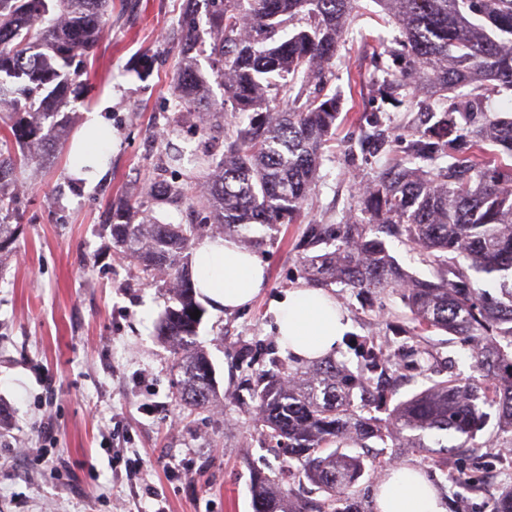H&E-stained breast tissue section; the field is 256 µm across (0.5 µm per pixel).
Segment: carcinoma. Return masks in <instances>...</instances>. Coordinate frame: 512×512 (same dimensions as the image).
Segmentation results:
<instances>
[{
	"label": "carcinoma",
	"instance_id": "cac0c4a2",
	"mask_svg": "<svg viewBox=\"0 0 512 512\" xmlns=\"http://www.w3.org/2000/svg\"><path fill=\"white\" fill-rule=\"evenodd\" d=\"M213 73L245 125L224 133V153L211 159L204 196L212 224L233 236L250 224H300L302 206L319 181L323 148L338 119L339 101L324 92L323 66L359 0H205ZM400 30L410 59L400 81L375 89L379 111L404 104L400 92L434 96L468 88L457 104H424L405 154L358 193L363 219L336 226L311 224L306 249H335L300 257L305 277L339 283L357 295L390 290L409 311L412 331L439 330L468 342L478 378L448 379L399 401L382 423L363 413L383 400L370 378L327 358L305 377L297 370L261 376L251 389L265 423V439L283 455L275 477H251L255 512H353L355 486L366 472L391 464L387 448H427L448 471L486 443L477 441L497 415V440L512 445V118L492 117L466 139L460 128L483 111L490 88L512 90V0H376ZM112 0H0V138L29 151L0 152V252L20 230L6 202V186L25 162L55 155L49 130L62 126L75 61L88 60L110 20ZM200 39L182 29L184 67L175 77L177 105L195 109L209 86L189 51ZM495 147L478 161L482 145ZM183 185L160 173L149 200L130 198L112 211V241L143 270H157L174 291V305L158 316L156 335L189 347L202 318L197 289L183 253L204 226L164 224L154 203H179ZM402 239L423 256L434 278L410 276L389 253L385 237ZM501 279L497 295L475 287V276ZM355 353L373 369L388 368L370 338H352ZM176 399L204 408L214 402L213 365L203 352L182 356ZM379 448L368 457L348 447ZM309 481L324 494L315 508L293 485Z\"/></svg>",
	"mask_w": 512,
	"mask_h": 512
}]
</instances>
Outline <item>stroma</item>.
<instances>
[{"label": "stroma", "mask_w": 512, "mask_h": 512, "mask_svg": "<svg viewBox=\"0 0 512 512\" xmlns=\"http://www.w3.org/2000/svg\"><path fill=\"white\" fill-rule=\"evenodd\" d=\"M186 0H113L112 27L90 57L91 76L66 110L69 122L55 159L31 162L16 174L22 191L12 207L23 216L11 252L0 255V512H254L252 471L278 472L282 459L264 442L262 420L247 387L262 373L287 372L277 342L273 301L301 282L298 246L306 222L342 224L358 216L359 187L388 167L410 132L412 115L378 111L374 84L391 64L400 32L375 0L341 38L330 69L341 95L336 134L325 147L316 190L302 224L252 225L244 248L266 266L267 285L231 313L206 310L196 349L215 370L217 397L205 409L175 399L174 351L155 333L172 293L162 275L146 276L112 243L108 209L153 185L167 144L221 156L222 135L203 132L197 112L174 107L180 55L176 37ZM112 128L109 170L98 181H72L68 146L102 99ZM379 121L387 152L360 142ZM171 131L170 143L161 132ZM209 182L189 173L185 203L155 206L166 224L205 223L200 201ZM330 292L346 311L349 332L372 337L391 362L393 401L421 391L428 379L472 377L470 350L441 331L428 338L398 333L405 308L386 291L367 299L341 284ZM45 448L20 465L15 447ZM397 464L420 470L445 500L456 499L454 474L494 470L492 488L468 492L469 512H490L512 485V457L481 448L472 457L434 467L420 448H395ZM65 463L69 478L51 470ZM158 492L146 497L145 487Z\"/></svg>", "instance_id": "stroma-1"}]
</instances>
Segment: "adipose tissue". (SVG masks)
Listing matches in <instances>:
<instances>
[{
	"instance_id": "obj_1",
	"label": "adipose tissue",
	"mask_w": 512,
	"mask_h": 512,
	"mask_svg": "<svg viewBox=\"0 0 512 512\" xmlns=\"http://www.w3.org/2000/svg\"><path fill=\"white\" fill-rule=\"evenodd\" d=\"M98 112L88 113L71 148L73 179L92 182L104 175L112 137ZM90 157L92 169L80 173L81 157ZM191 271L202 302L214 310H234L253 301L266 286L265 266L257 254L230 237H206L192 253ZM275 332L283 352L302 363L334 352L349 329L346 315L334 295L300 284L286 292L273 309ZM376 512H446L444 501L418 470L391 468L375 492Z\"/></svg>"
}]
</instances>
